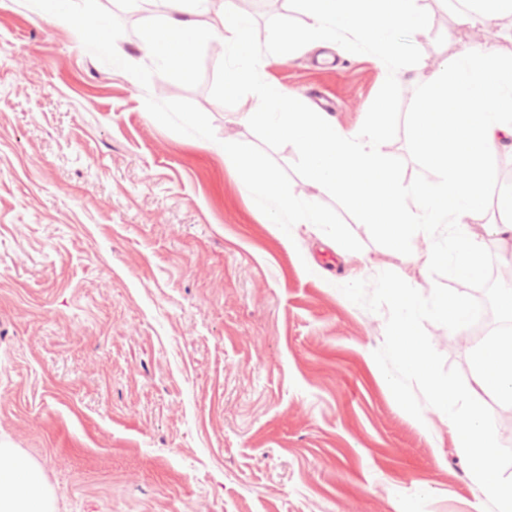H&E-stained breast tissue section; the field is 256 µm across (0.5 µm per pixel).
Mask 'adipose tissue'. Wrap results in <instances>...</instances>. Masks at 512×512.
<instances>
[{
	"mask_svg": "<svg viewBox=\"0 0 512 512\" xmlns=\"http://www.w3.org/2000/svg\"><path fill=\"white\" fill-rule=\"evenodd\" d=\"M158 22L144 36V51L155 67L185 71L192 64L199 36L198 16L210 17L208 31L224 43L230 63L225 83L232 88L255 82L261 58L251 36V22L226 0H152ZM0 512H51L50 493L40 469L16 449L0 445Z\"/></svg>",
	"mask_w": 512,
	"mask_h": 512,
	"instance_id": "obj_1",
	"label": "adipose tissue"
}]
</instances>
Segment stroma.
Segmentation results:
<instances>
[{
    "label": "stroma",
    "mask_w": 512,
    "mask_h": 512,
    "mask_svg": "<svg viewBox=\"0 0 512 512\" xmlns=\"http://www.w3.org/2000/svg\"><path fill=\"white\" fill-rule=\"evenodd\" d=\"M99 2L129 17L117 44L145 64L151 9ZM418 5L430 24L396 73L405 108L473 30L448 0ZM223 54L208 42L197 87L145 88L0 0V443L41 468L55 512H484L438 410L407 414L373 358L386 311L339 290L383 271L434 283L427 251L376 244L350 216L349 255L268 223L216 147L257 140L241 120L256 95L211 96ZM386 76L329 41L261 63L347 131ZM149 95L194 103L215 140L161 126ZM425 330L471 379L455 332Z\"/></svg>",
    "instance_id": "35a3bbf8"
}]
</instances>
